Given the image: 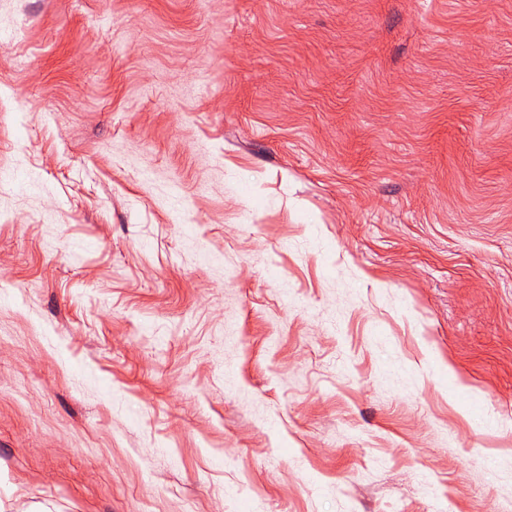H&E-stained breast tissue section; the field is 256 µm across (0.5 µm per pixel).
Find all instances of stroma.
<instances>
[{
  "mask_svg": "<svg viewBox=\"0 0 512 512\" xmlns=\"http://www.w3.org/2000/svg\"><path fill=\"white\" fill-rule=\"evenodd\" d=\"M0 512H512V0H0Z\"/></svg>",
  "mask_w": 512,
  "mask_h": 512,
  "instance_id": "obj_1",
  "label": "stroma"
}]
</instances>
